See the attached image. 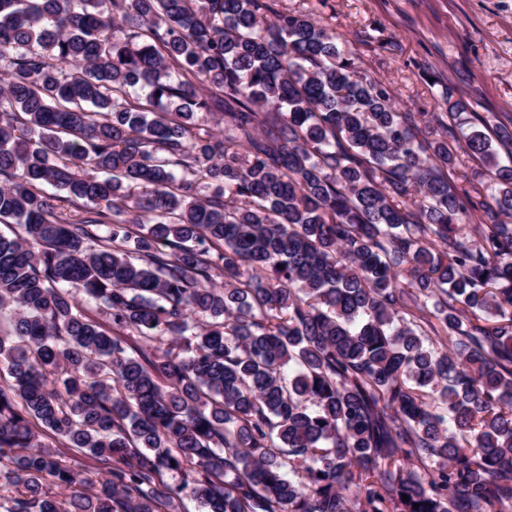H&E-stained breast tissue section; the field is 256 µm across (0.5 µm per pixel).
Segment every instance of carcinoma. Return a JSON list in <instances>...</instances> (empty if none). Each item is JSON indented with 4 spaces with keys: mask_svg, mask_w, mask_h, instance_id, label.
<instances>
[{
    "mask_svg": "<svg viewBox=\"0 0 512 512\" xmlns=\"http://www.w3.org/2000/svg\"><path fill=\"white\" fill-rule=\"evenodd\" d=\"M446 104L276 0H0V512H512V165Z\"/></svg>",
    "mask_w": 512,
    "mask_h": 512,
    "instance_id": "cac0c4a2",
    "label": "carcinoma"
}]
</instances>
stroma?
Wrapping results in <instances>:
<instances>
[{"label":"stroma","instance_id":"35a3bbf8","mask_svg":"<svg viewBox=\"0 0 512 512\" xmlns=\"http://www.w3.org/2000/svg\"><path fill=\"white\" fill-rule=\"evenodd\" d=\"M344 41L403 112H443L445 89L512 130V0H278Z\"/></svg>","mask_w":512,"mask_h":512}]
</instances>
